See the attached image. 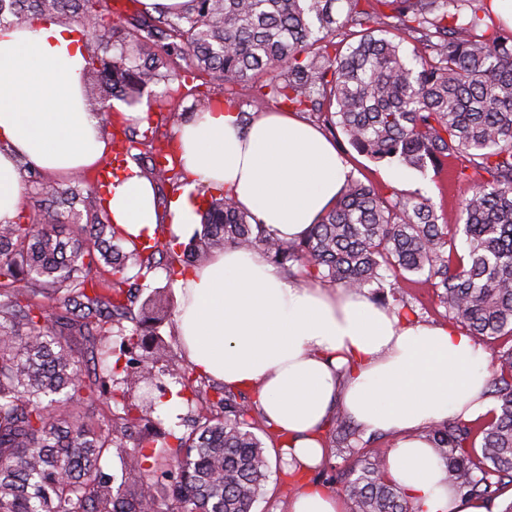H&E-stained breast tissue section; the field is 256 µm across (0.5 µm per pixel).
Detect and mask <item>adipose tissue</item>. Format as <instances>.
Instances as JSON below:
<instances>
[{
    "label": "adipose tissue",
    "instance_id": "adipose-tissue-1",
    "mask_svg": "<svg viewBox=\"0 0 512 512\" xmlns=\"http://www.w3.org/2000/svg\"><path fill=\"white\" fill-rule=\"evenodd\" d=\"M83 29L55 18L0 28V224L17 219L24 164L54 179L104 165L109 134L83 95ZM182 184L159 216L154 186L137 168L113 177L105 204L128 242L188 240L205 192L230 196L265 230L302 238L336 203L350 166L293 112H259L241 126L216 101L181 124L173 142ZM176 333L196 370L252 390L268 425L303 475L324 454L322 427L342 406L367 431L399 433L389 476L423 512H488L445 482L444 464L420 438L425 426L484 408L485 353L446 325L419 323L366 294L302 286L259 251L227 249L175 282ZM288 512H345L332 490L302 484Z\"/></svg>",
    "mask_w": 512,
    "mask_h": 512
}]
</instances>
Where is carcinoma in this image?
<instances>
[{"label": "carcinoma", "instance_id": "cac0c4a2", "mask_svg": "<svg viewBox=\"0 0 512 512\" xmlns=\"http://www.w3.org/2000/svg\"><path fill=\"white\" fill-rule=\"evenodd\" d=\"M129 2L124 37L97 36L89 55L87 81L103 104L119 97L134 107L151 87L184 86L199 74L227 87L269 74L258 101L312 112L375 162L437 174L463 163L451 236L421 190L384 196L350 179L298 241L251 223L230 197H210L181 267L226 247L258 250L299 282L365 292L406 317L415 309L396 284L416 275L467 335L512 337V33L496 25L492 0H189L158 17ZM6 3L0 26L46 15L83 23L88 0H0V11ZM348 26L352 42L342 49L334 36ZM174 55L186 61L180 72ZM139 169L152 181L181 176L156 153ZM60 223L71 224L68 234ZM122 244L80 176L51 194L34 223L0 225V512H252L268 477L257 405L187 364L168 365L161 319L144 314L123 326L136 299L126 271L151 273L157 245ZM97 266L110 268L112 287H97ZM178 267L168 266L154 294L171 290ZM73 336L88 344L97 372L79 376ZM125 356L139 369L117 380L112 359ZM165 374L193 383L210 410L187 436L151 418V393L128 404L117 389L161 390ZM484 394L496 399L493 409L434 423L422 438L455 493L491 499L512 485V349L498 357ZM99 396L122 412L100 420L84 410ZM323 444L355 457L342 486L353 512H421L389 478L385 455L359 453L366 443L343 410ZM114 459L119 477L105 472Z\"/></svg>", "mask_w": 512, "mask_h": 512}]
</instances>
